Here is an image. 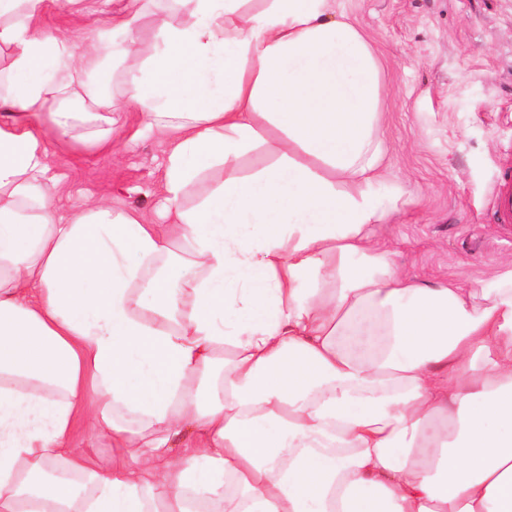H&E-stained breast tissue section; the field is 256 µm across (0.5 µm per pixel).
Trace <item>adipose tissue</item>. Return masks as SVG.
<instances>
[{
    "instance_id": "1",
    "label": "adipose tissue",
    "mask_w": 512,
    "mask_h": 512,
    "mask_svg": "<svg viewBox=\"0 0 512 512\" xmlns=\"http://www.w3.org/2000/svg\"><path fill=\"white\" fill-rule=\"evenodd\" d=\"M45 5L0 0V110L98 145L142 113L171 221L59 217L43 138L0 124V512H512V269L430 284L375 242L380 61L337 0H168L146 52L143 0L90 43ZM162 7L161 2L150 5L142 12L134 24V35L137 36L140 44L145 47H149L154 43L155 27L160 17H166L173 24H179L184 20V17L178 14L167 15ZM221 177V172L218 168H210L205 170L195 184L190 188L186 197V203L192 204L199 197L208 192L213 185H215Z\"/></svg>"
}]
</instances>
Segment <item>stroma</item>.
<instances>
[{
	"label": "stroma",
	"mask_w": 512,
	"mask_h": 512,
	"mask_svg": "<svg viewBox=\"0 0 512 512\" xmlns=\"http://www.w3.org/2000/svg\"><path fill=\"white\" fill-rule=\"evenodd\" d=\"M374 47L385 101L379 132V195L395 205L376 227L406 273L467 286L512 260V224L498 221L501 173L512 170V0H339ZM125 0H87L84 12L47 0L35 29L95 36L99 12ZM49 149L47 183L62 216L99 200L166 224L165 138L144 117L117 114L110 142L57 140L32 122Z\"/></svg>",
	"instance_id": "35a3bbf8"
}]
</instances>
